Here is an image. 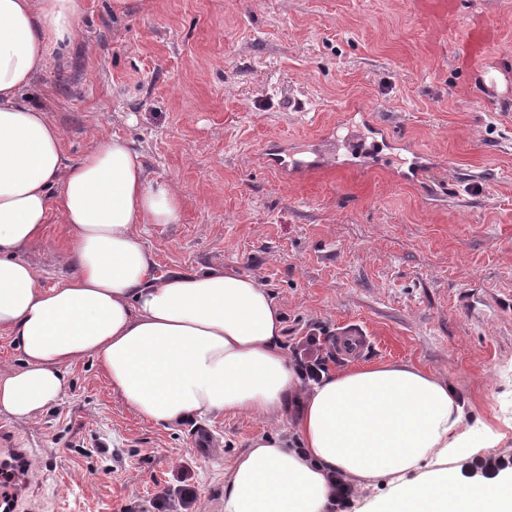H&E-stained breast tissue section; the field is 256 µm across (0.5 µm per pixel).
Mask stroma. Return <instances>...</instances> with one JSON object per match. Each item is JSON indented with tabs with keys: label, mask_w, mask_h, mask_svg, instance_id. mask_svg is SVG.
<instances>
[{
	"label": "stroma",
	"mask_w": 512,
	"mask_h": 512,
	"mask_svg": "<svg viewBox=\"0 0 512 512\" xmlns=\"http://www.w3.org/2000/svg\"><path fill=\"white\" fill-rule=\"evenodd\" d=\"M477 20L497 39L467 66L453 39ZM448 35L409 0H136L121 16L84 0L67 61L48 62L31 99L66 158L117 134L181 189L180 223L134 227L156 275L254 277L285 318L288 354L313 337L330 368L346 365L337 330L362 326L373 343L357 365L430 370L469 426L497 434L490 456L512 457V0H462ZM356 109L389 134L369 171L292 182L259 163L277 148L315 159L325 138L349 158L343 117ZM416 152L436 195L392 176ZM69 253L54 213L19 257L52 287ZM63 372L61 402L0 414L9 443L32 451L25 512H223L225 475L251 440L291 433L290 409L154 424L93 357Z\"/></svg>",
	"instance_id": "obj_1"
}]
</instances>
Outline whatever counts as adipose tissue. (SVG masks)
I'll return each mask as SVG.
<instances>
[{
    "mask_svg": "<svg viewBox=\"0 0 512 512\" xmlns=\"http://www.w3.org/2000/svg\"><path fill=\"white\" fill-rule=\"evenodd\" d=\"M83 0H0V332L25 358L0 372V412L29 419L65 394L63 365L93 356L141 417L174 424L219 413L276 416L292 438L260 436L234 464L224 512H512V461L484 456L454 391L410 363L321 372L283 348L286 326L253 277L209 269L156 276L137 224H176L180 188L150 178L112 135L76 160L61 131L26 102L76 40ZM71 234V273L44 286L19 252L51 211ZM390 478L391 490L364 498Z\"/></svg>",
    "mask_w": 512,
    "mask_h": 512,
    "instance_id": "ef3b65f1",
    "label": "adipose tissue"
}]
</instances>
